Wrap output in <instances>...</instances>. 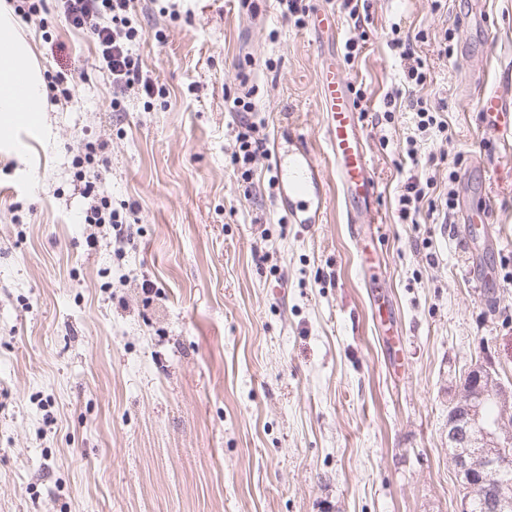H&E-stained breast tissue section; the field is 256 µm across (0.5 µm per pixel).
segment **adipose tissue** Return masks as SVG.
Wrapping results in <instances>:
<instances>
[{
	"label": "adipose tissue",
	"instance_id": "ef3b65f1",
	"mask_svg": "<svg viewBox=\"0 0 512 512\" xmlns=\"http://www.w3.org/2000/svg\"><path fill=\"white\" fill-rule=\"evenodd\" d=\"M46 84L31 44L21 36L13 10L0 0V151L23 154L38 136Z\"/></svg>",
	"mask_w": 512,
	"mask_h": 512
}]
</instances>
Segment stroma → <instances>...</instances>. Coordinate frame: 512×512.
Listing matches in <instances>:
<instances>
[{"mask_svg":"<svg viewBox=\"0 0 512 512\" xmlns=\"http://www.w3.org/2000/svg\"><path fill=\"white\" fill-rule=\"evenodd\" d=\"M488 2L484 33L459 21L471 0H365L348 63L342 0H305L335 14V42L277 0H256L254 17L236 0H155L135 52L158 92L118 112L82 33L51 9L21 24L44 77L67 74L72 95L46 103L26 154L0 152V512H460L448 411L473 364L512 385V153L478 111L512 65V0ZM395 24L429 65L416 95L448 117L449 141L423 149L463 163L453 185L447 167L412 164L408 112L366 124L384 255L372 288L317 74L342 59L374 113L402 76ZM243 72L270 139L294 121L313 150L321 223H293L280 188L246 193L230 169ZM97 140L111 167L99 194L134 208L119 233L80 221L76 158ZM413 173L461 203L491 197L498 248L464 246L458 213L399 220Z\"/></svg>","mask_w":512,"mask_h":512,"instance_id":"stroma-1","label":"stroma"}]
</instances>
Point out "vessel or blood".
I'll return each mask as SVG.
<instances>
[{"label": "vessel or blood", "instance_id": "vessel-or-blood-1", "mask_svg": "<svg viewBox=\"0 0 512 512\" xmlns=\"http://www.w3.org/2000/svg\"><path fill=\"white\" fill-rule=\"evenodd\" d=\"M318 101L326 114V142L336 180L343 194L346 223L356 225L361 240H378L373 202L378 186L362 135V114L355 106L350 83L333 64L320 67ZM480 107L497 130L504 149L512 150V108L498 93L483 94ZM277 172L295 223L316 224L326 202L324 180L310 150L296 143L289 156H276Z\"/></svg>", "mask_w": 512, "mask_h": 512}]
</instances>
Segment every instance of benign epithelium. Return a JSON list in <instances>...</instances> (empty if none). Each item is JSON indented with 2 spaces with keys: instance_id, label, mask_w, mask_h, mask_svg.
Here are the masks:
<instances>
[{
  "instance_id": "obj_1",
  "label": "benign epithelium",
  "mask_w": 512,
  "mask_h": 512,
  "mask_svg": "<svg viewBox=\"0 0 512 512\" xmlns=\"http://www.w3.org/2000/svg\"><path fill=\"white\" fill-rule=\"evenodd\" d=\"M470 374L476 379L477 390L461 393L448 416V436L457 444L454 465L469 489L512 466V456L505 451L512 442V387L503 383L498 374L478 366ZM488 398L499 406V414L492 422L486 421L481 411V403ZM485 509L512 512V493L499 490L487 500Z\"/></svg>"
}]
</instances>
